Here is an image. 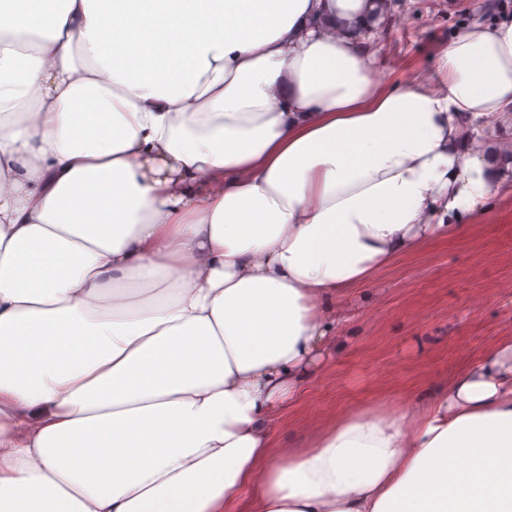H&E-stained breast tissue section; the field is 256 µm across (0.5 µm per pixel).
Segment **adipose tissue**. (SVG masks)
<instances>
[{"mask_svg":"<svg viewBox=\"0 0 512 512\" xmlns=\"http://www.w3.org/2000/svg\"><path fill=\"white\" fill-rule=\"evenodd\" d=\"M0 0V512H512V341L274 447L346 301L512 193V18L376 67L386 0ZM476 127L481 134V138L488 143H498L499 141H512V126L498 122H487L478 120Z\"/></svg>","mask_w":512,"mask_h":512,"instance_id":"1","label":"adipose tissue"}]
</instances>
